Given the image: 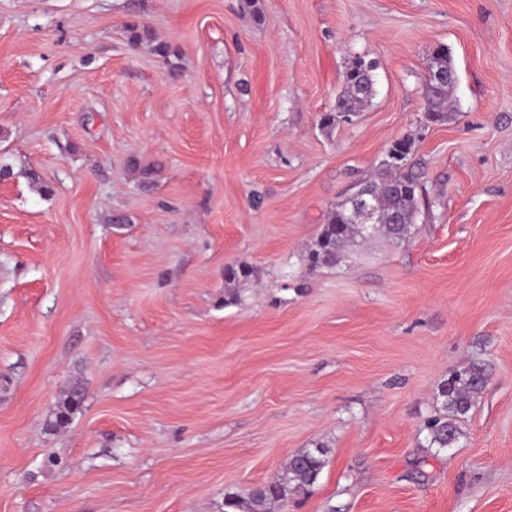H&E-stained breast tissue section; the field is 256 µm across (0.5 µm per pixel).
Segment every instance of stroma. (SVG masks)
Instances as JSON below:
<instances>
[{"label":"stroma","instance_id":"35a3bbf8","mask_svg":"<svg viewBox=\"0 0 512 512\" xmlns=\"http://www.w3.org/2000/svg\"><path fill=\"white\" fill-rule=\"evenodd\" d=\"M259 5L0 0V512H226L316 447L284 512H512V0ZM440 45L455 112L430 124ZM357 57L375 95L324 125ZM403 136L412 233L310 270ZM486 369L479 364L456 373L444 382L437 397L440 402L439 415L428 420L426 428L431 447L447 448L458 439L457 418L466 415L474 399L488 382Z\"/></svg>","mask_w":512,"mask_h":512}]
</instances>
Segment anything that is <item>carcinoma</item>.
I'll return each mask as SVG.
<instances>
[{"mask_svg":"<svg viewBox=\"0 0 512 512\" xmlns=\"http://www.w3.org/2000/svg\"><path fill=\"white\" fill-rule=\"evenodd\" d=\"M442 59L448 70V82L425 86L426 118L432 122L448 120L452 112V96L455 88V69L448 50L442 51ZM375 74L372 64L358 58L346 67L343 73V90L338 98L336 116L349 115L360 111L371 102L375 94ZM334 116V117H336ZM328 115L324 120L334 121ZM401 147L403 161L393 164L387 160L380 162L375 176L370 179L375 203L383 215L396 214L402 218L401 224H348L344 202L336 203V211L325 224L309 249L307 261L313 268L333 267L342 258L346 247L357 239L367 240L379 231L400 239L416 223L421 213V201L417 194L418 178L407 166L413 154L415 141L405 136L396 141ZM488 382L486 369L475 364L459 372L444 382L437 397L440 402L439 415L428 420L429 444L432 447L448 448L458 439L457 418L466 415L474 399ZM81 402L76 390L69 391L58 405L54 427L70 421L74 410ZM327 451L313 448L297 453L287 468L273 482L256 486L249 494L248 512H263L265 507L286 500L288 491H305L319 480L326 465Z\"/></svg>","mask_w":512,"mask_h":512,"instance_id":"cac0c4a2","label":"carcinoma"}]
</instances>
